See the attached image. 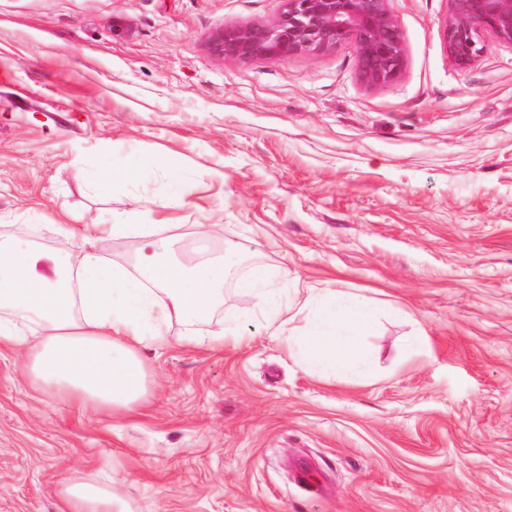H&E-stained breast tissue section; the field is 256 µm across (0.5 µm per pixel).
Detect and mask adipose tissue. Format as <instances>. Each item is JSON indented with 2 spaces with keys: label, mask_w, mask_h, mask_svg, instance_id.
<instances>
[{
  "label": "adipose tissue",
  "mask_w": 512,
  "mask_h": 512,
  "mask_svg": "<svg viewBox=\"0 0 512 512\" xmlns=\"http://www.w3.org/2000/svg\"><path fill=\"white\" fill-rule=\"evenodd\" d=\"M59 230L79 252L77 262H54L51 274L36 270L34 240L0 231V348L20 350L22 372L36 390L85 415L136 413L148 393L144 348L168 342L172 321L191 325L184 344L201 342L196 324L208 322L224 299V277L241 259L235 244L213 258L181 264L175 248L183 224H63ZM134 236L137 259L115 263L89 252L88 244ZM272 272L255 266L238 288L264 296L263 328L285 342L313 372L336 380L368 377L373 359L364 338L378 315L366 300L338 288L309 285L285 300ZM311 315L306 335L289 330L293 310ZM59 512H131L109 484L73 471L62 483Z\"/></svg>",
  "instance_id": "ef3b65f1"
}]
</instances>
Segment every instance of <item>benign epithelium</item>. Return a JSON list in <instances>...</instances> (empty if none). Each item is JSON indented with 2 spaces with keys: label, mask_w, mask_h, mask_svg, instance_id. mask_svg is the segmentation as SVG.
<instances>
[{
  "label": "benign epithelium",
  "mask_w": 512,
  "mask_h": 512,
  "mask_svg": "<svg viewBox=\"0 0 512 512\" xmlns=\"http://www.w3.org/2000/svg\"><path fill=\"white\" fill-rule=\"evenodd\" d=\"M271 24L226 26L210 42L231 62L268 57L287 61L331 51L351 40L358 76L369 89L393 82L405 66V48L392 0H283ZM441 37L448 58L467 69L488 50L489 41L512 46V0H448Z\"/></svg>",
  "instance_id": "7a95c632"
}]
</instances>
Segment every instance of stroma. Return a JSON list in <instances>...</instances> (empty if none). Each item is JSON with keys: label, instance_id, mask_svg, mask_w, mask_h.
<instances>
[{"label": "stroma", "instance_id": "1", "mask_svg": "<svg viewBox=\"0 0 512 512\" xmlns=\"http://www.w3.org/2000/svg\"><path fill=\"white\" fill-rule=\"evenodd\" d=\"M392 7L406 64L370 90L350 43L211 51L283 0H0V226L57 257L59 224H220L239 273L284 268L379 312L373 378L310 373L254 321L237 348L144 350L141 412L103 422L1 349L0 512H57L75 470L117 479L133 512H512V47L461 69L448 0ZM147 154L192 186L184 207L151 171L94 191L104 161Z\"/></svg>", "mask_w": 512, "mask_h": 512}]
</instances>
